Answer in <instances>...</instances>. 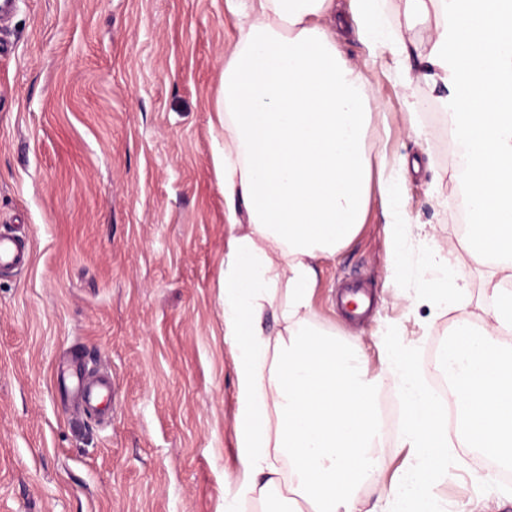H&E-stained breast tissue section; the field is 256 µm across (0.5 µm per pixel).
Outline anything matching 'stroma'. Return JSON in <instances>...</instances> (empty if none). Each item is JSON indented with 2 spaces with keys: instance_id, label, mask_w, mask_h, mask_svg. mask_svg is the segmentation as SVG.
Returning <instances> with one entry per match:
<instances>
[{
  "instance_id": "stroma-1",
  "label": "stroma",
  "mask_w": 512,
  "mask_h": 512,
  "mask_svg": "<svg viewBox=\"0 0 512 512\" xmlns=\"http://www.w3.org/2000/svg\"><path fill=\"white\" fill-rule=\"evenodd\" d=\"M235 15L227 0H21L0 56V229L32 259L0 268V512H224L239 470L233 355L224 341V125L219 105ZM369 143L418 161L403 238L414 264L458 244L461 195L448 121L391 57L372 72ZM427 137L415 140L408 122ZM372 196L360 232L317 266L310 317L359 344L369 377L387 337L414 346L424 377L459 319L491 302L464 258L446 306L390 282L395 243ZM109 376L105 415L57 388L61 362ZM397 436L359 490L372 507L408 460ZM438 490L449 512H512V480L471 482L483 458L456 449Z\"/></svg>"
}]
</instances>
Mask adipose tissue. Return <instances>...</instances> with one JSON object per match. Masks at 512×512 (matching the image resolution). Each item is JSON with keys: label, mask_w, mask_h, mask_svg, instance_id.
Returning a JSON list of instances; mask_svg holds the SVG:
<instances>
[{"label": "adipose tissue", "mask_w": 512, "mask_h": 512, "mask_svg": "<svg viewBox=\"0 0 512 512\" xmlns=\"http://www.w3.org/2000/svg\"><path fill=\"white\" fill-rule=\"evenodd\" d=\"M228 2L239 22L224 58V340L234 353L240 474L225 481V512L281 483L287 512H362L356 490L380 457L379 386L359 346L329 337L308 313L316 262L358 234L372 194L396 243L395 287L419 281L444 304L467 289L440 249L416 271L401 243L409 166L388 167L367 144L369 72L385 55L406 86L439 91L449 110L471 218L463 248L492 303L490 325L459 320L443 350L446 405L408 348L385 344L404 403L400 445L412 455L385 512H447L436 487L449 475L451 443L512 466V0ZM346 28L367 50L362 61L338 49ZM269 314L283 324L274 336Z\"/></svg>", "instance_id": "adipose-tissue-1"}]
</instances>
